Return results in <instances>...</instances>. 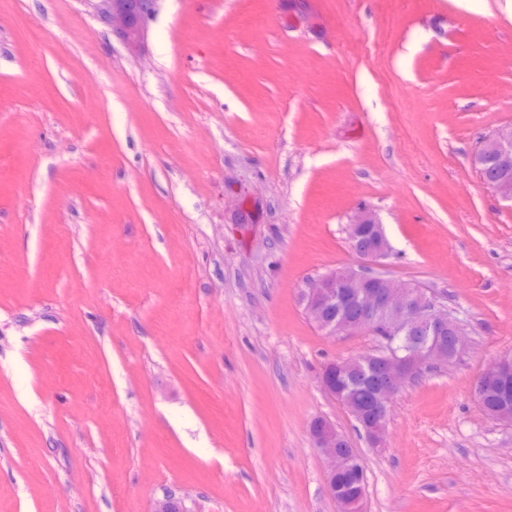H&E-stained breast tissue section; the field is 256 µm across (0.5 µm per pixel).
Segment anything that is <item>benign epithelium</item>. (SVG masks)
<instances>
[{
  "label": "benign epithelium",
  "instance_id": "1",
  "mask_svg": "<svg viewBox=\"0 0 512 512\" xmlns=\"http://www.w3.org/2000/svg\"><path fill=\"white\" fill-rule=\"evenodd\" d=\"M155 0H98L97 12L112 36L131 53H137L146 34V21ZM310 0H291L288 21L303 23ZM473 165L482 183L502 200L512 203V189L502 173L512 167V128L498 131L473 155ZM348 239L360 259L358 267L323 275L301 292L307 311L329 336H352L385 332L382 347L364 358L366 369L350 381L377 388L370 413H364L345 396L337 377L352 360L327 364L321 375L324 391L344 405L360 425L373 448L385 447L387 422L394 397L403 385L424 367L447 363L463 350L464 335L448 308L424 288H411L377 270L389 250L376 213L360 208L349 217ZM313 445L323 455L328 470V490L339 512H345L336 491V475L360 465L359 455L332 423L321 420L310 426ZM151 512H189L185 496L174 490L154 499Z\"/></svg>",
  "mask_w": 512,
  "mask_h": 512
}]
</instances>
